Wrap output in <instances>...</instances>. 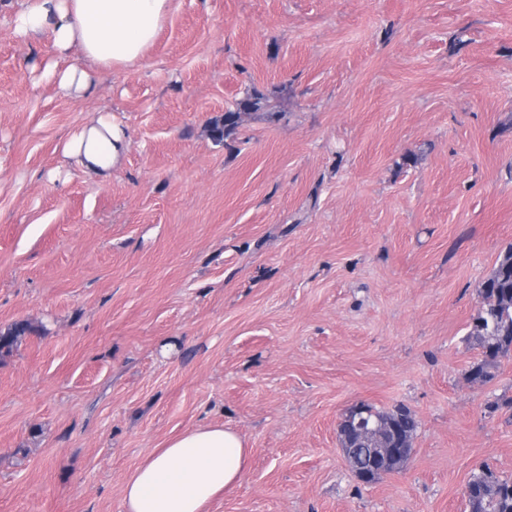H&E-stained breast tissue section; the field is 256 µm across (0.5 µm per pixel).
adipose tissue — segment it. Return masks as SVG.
<instances>
[{
  "label": "adipose tissue",
  "mask_w": 512,
  "mask_h": 512,
  "mask_svg": "<svg viewBox=\"0 0 512 512\" xmlns=\"http://www.w3.org/2000/svg\"><path fill=\"white\" fill-rule=\"evenodd\" d=\"M175 0H25L15 17L16 33L38 39L52 32L59 52L78 49L81 66L58 77L66 94L88 95L86 71L140 65L174 10ZM129 135L111 113L100 111L64 142L66 157L99 181H107L124 159ZM243 439L221 425L188 429L144 457L128 480L124 512H206L224 489L239 483L247 467Z\"/></svg>",
  "instance_id": "obj_1"
}]
</instances>
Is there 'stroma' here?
<instances>
[{"label": "stroma", "mask_w": 512, "mask_h": 512, "mask_svg": "<svg viewBox=\"0 0 512 512\" xmlns=\"http://www.w3.org/2000/svg\"><path fill=\"white\" fill-rule=\"evenodd\" d=\"M0 0V512H121L142 458L221 425L248 448L209 512H468L512 478V356L467 332L512 244V0H175L142 65L67 95L52 34ZM267 105L224 141L246 94ZM104 183L63 155L101 109ZM403 405L409 460L365 484L346 411ZM265 99L259 94L247 96L238 103L236 111L224 112V118L221 123H216L212 128V136L215 140L221 141L224 136L232 129L236 128L244 115L250 112H256L265 107ZM469 512H512V480L503 479L490 468H482L466 486Z\"/></svg>", "instance_id": "stroma-1"}]
</instances>
